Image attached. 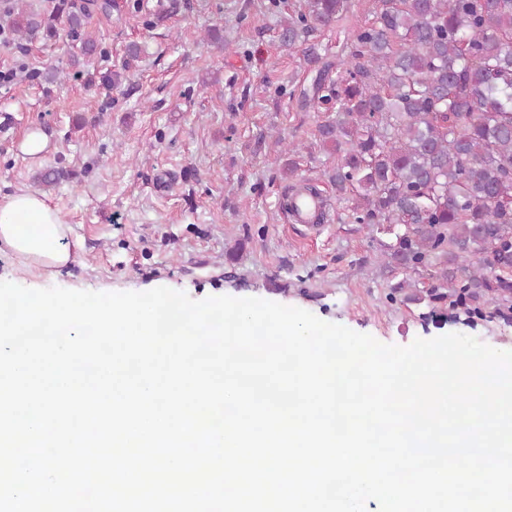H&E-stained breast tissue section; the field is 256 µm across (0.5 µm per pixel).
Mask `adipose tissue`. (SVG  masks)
I'll return each instance as SVG.
<instances>
[{
  "label": "adipose tissue",
  "instance_id": "1",
  "mask_svg": "<svg viewBox=\"0 0 512 512\" xmlns=\"http://www.w3.org/2000/svg\"><path fill=\"white\" fill-rule=\"evenodd\" d=\"M65 236L59 215L44 198L20 192L0 199V248L17 260L35 267H64L71 260Z\"/></svg>",
  "mask_w": 512,
  "mask_h": 512
}]
</instances>
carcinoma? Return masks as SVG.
<instances>
[{
	"label": "carcinoma",
	"instance_id": "obj_1",
	"mask_svg": "<svg viewBox=\"0 0 512 512\" xmlns=\"http://www.w3.org/2000/svg\"><path fill=\"white\" fill-rule=\"evenodd\" d=\"M350 50L302 102L339 156L327 173L355 224L393 235L380 261L426 273L391 286V303L443 306L469 319L512 320V0H377ZM349 0H299L282 27L293 47L340 20ZM110 0H59L49 15L6 0L0 26L54 38L63 16L82 55Z\"/></svg>",
	"mask_w": 512,
	"mask_h": 512
}]
</instances>
